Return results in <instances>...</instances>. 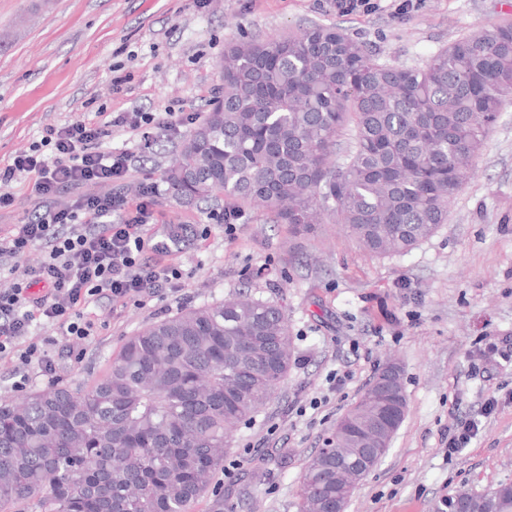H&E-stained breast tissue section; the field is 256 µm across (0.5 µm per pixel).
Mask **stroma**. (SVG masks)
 I'll list each match as a JSON object with an SVG mask.
<instances>
[{"instance_id":"obj_1","label":"stroma","mask_w":512,"mask_h":512,"mask_svg":"<svg viewBox=\"0 0 512 512\" xmlns=\"http://www.w3.org/2000/svg\"><path fill=\"white\" fill-rule=\"evenodd\" d=\"M510 21L512 0H423L405 20L390 0L346 16L325 0H0V165L39 144L47 126L100 112H206L222 84L224 49L243 37L334 26L379 62L415 68L462 35ZM191 131L155 128L144 139L116 127L102 143L131 155L118 181L128 197L145 179L157 182L153 242L167 241L171 225H196L165 258L181 273L178 293L163 288L141 303L90 306L84 315L94 331L85 341L37 327L34 339H52L54 377L35 364L19 373L13 359H0V400L54 382L89 385L144 325L245 290L285 310L293 358L270 403L232 434L216 477L226 512H298L308 457L390 361L402 369L405 417L346 512H435L460 489L512 485V365L476 375L469 357L486 337L512 336V100L447 223L392 255L365 252L341 224L300 233L220 193L176 198L164 172ZM32 183L19 173L7 184L15 202L0 210V240L42 213ZM227 208L242 213L230 236L215 219ZM344 371L351 379L330 391V376ZM491 397L497 407L480 436L447 454L455 415L480 416Z\"/></svg>"}]
</instances>
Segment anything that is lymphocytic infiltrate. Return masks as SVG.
I'll return each mask as SVG.
<instances>
[{
  "label": "lymphocytic infiltrate",
  "mask_w": 512,
  "mask_h": 512,
  "mask_svg": "<svg viewBox=\"0 0 512 512\" xmlns=\"http://www.w3.org/2000/svg\"><path fill=\"white\" fill-rule=\"evenodd\" d=\"M157 121L169 129L177 126L173 117L158 120L147 112L50 126L42 142L52 147V156L35 149L0 169V209L13 205V195L1 186L19 172L33 175L32 191L44 201L68 189L80 192L71 205L48 208L42 217L14 225L0 247L13 260L12 285L0 289V357L52 373L51 360L29 338L35 324H56L69 339L84 340L94 327L84 317L85 307L104 298L138 300L179 280V271L163 261L168 246H150L145 239L156 185L143 187L139 200L129 199L113 187L128 169L129 154L101 149L111 127L139 131ZM37 245L44 248L42 262L22 265V257Z\"/></svg>",
  "instance_id": "lymphocytic-infiltrate-1"
}]
</instances>
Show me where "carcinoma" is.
Returning a JSON list of instances; mask_svg holds the SVG:
<instances>
[{"instance_id": "carcinoma-1", "label": "carcinoma", "mask_w": 512, "mask_h": 512, "mask_svg": "<svg viewBox=\"0 0 512 512\" xmlns=\"http://www.w3.org/2000/svg\"><path fill=\"white\" fill-rule=\"evenodd\" d=\"M222 87L166 176L172 193L220 192L302 232L343 224L369 253H404L448 221L507 99L512 23L463 35L419 68L379 62L336 27L240 39ZM352 146L336 159L337 138ZM285 311L246 292L151 322L84 390L0 401V512H193L224 469L229 433L285 381ZM386 401L366 390L301 474L312 489L358 455ZM469 512H512V490L460 489Z\"/></svg>"}]
</instances>
